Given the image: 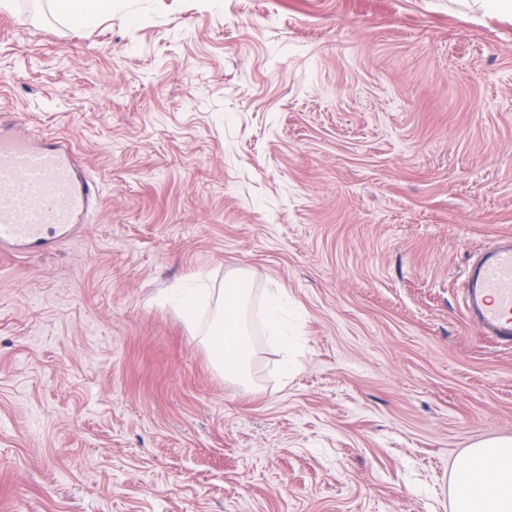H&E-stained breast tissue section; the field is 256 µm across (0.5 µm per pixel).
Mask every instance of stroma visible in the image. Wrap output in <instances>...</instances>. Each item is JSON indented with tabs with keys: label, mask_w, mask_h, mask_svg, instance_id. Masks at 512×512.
<instances>
[{
	"label": "stroma",
	"mask_w": 512,
	"mask_h": 512,
	"mask_svg": "<svg viewBox=\"0 0 512 512\" xmlns=\"http://www.w3.org/2000/svg\"><path fill=\"white\" fill-rule=\"evenodd\" d=\"M0 8V120L70 142L89 223L0 255V512H451L512 437L471 253L512 233V16L478 0ZM247 271L253 385L179 299ZM288 294L298 365L264 323ZM52 13L67 23L89 25L105 12H112L116 0H48Z\"/></svg>",
	"instance_id": "obj_1"
}]
</instances>
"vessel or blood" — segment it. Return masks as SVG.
Here are the masks:
<instances>
[{
    "mask_svg": "<svg viewBox=\"0 0 512 512\" xmlns=\"http://www.w3.org/2000/svg\"><path fill=\"white\" fill-rule=\"evenodd\" d=\"M66 142H42L0 126V253L69 236L99 207ZM465 312L483 334L512 348V236L480 248L462 287Z\"/></svg>",
    "mask_w": 512,
    "mask_h": 512,
    "instance_id": "b4317fda",
    "label": "vessel or blood"
}]
</instances>
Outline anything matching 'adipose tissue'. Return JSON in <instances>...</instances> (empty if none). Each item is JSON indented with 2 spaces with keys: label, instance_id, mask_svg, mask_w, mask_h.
<instances>
[{
  "label": "adipose tissue",
  "instance_id": "1",
  "mask_svg": "<svg viewBox=\"0 0 512 512\" xmlns=\"http://www.w3.org/2000/svg\"><path fill=\"white\" fill-rule=\"evenodd\" d=\"M52 13L68 23L89 25L116 0H48ZM250 291L237 276L221 289L194 288L181 299L188 325H195L201 304L215 303L213 323L204 338L210 359L225 377L241 385L251 382V345L247 309ZM452 512H512V437L470 448L452 476Z\"/></svg>",
  "mask_w": 512,
  "mask_h": 512
}]
</instances>
